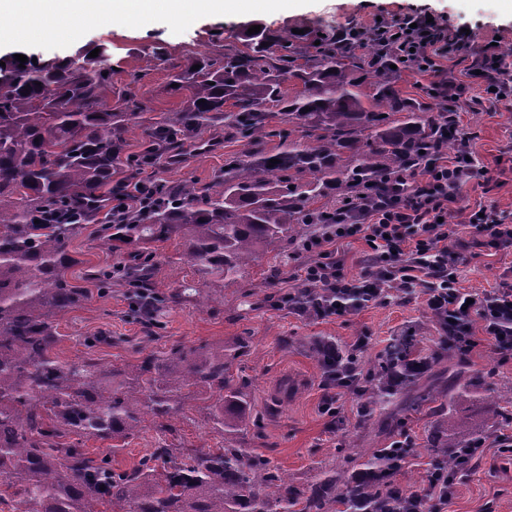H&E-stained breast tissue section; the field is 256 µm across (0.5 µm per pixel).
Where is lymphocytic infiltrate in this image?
Listing matches in <instances>:
<instances>
[{"label":"lymphocytic infiltrate","mask_w":512,"mask_h":512,"mask_svg":"<svg viewBox=\"0 0 512 512\" xmlns=\"http://www.w3.org/2000/svg\"><path fill=\"white\" fill-rule=\"evenodd\" d=\"M380 44L393 48L416 70L434 74L435 96L458 99L464 88L441 63L467 40L464 32H446L439 22L419 11L397 20L374 22L370 28ZM492 89V99L512 98V65L505 62L497 45H489L477 65ZM423 180L401 174L390 194L363 191L340 208L341 218L310 236L301 250L309 257L303 281L313 294L314 312L343 317L368 303L387 298L390 291L408 294L426 287V306L442 329L452 331L467 347L477 345L476 319L486 323L484 332L500 354L512 355V289L471 299L455 286L450 270L456 260L447 220L448 204L464 186L482 179L485 187L496 184L488 169L471 158L468 148L454 154L436 153L424 167ZM349 238L363 239L368 247L366 271L347 278L338 256V244Z\"/></svg>","instance_id":"lymphocytic-infiltrate-1"}]
</instances>
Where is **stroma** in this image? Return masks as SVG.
<instances>
[{
    "label": "stroma",
    "instance_id": "1",
    "mask_svg": "<svg viewBox=\"0 0 512 512\" xmlns=\"http://www.w3.org/2000/svg\"><path fill=\"white\" fill-rule=\"evenodd\" d=\"M412 10L426 11L448 28H466L470 38L444 65L468 92L458 102L460 131L470 137L476 158L496 177L498 186L486 191L472 182L450 205L452 238L462 255L457 267L458 286L464 292L489 295L512 286V242L499 247H478L467 222L469 213L493 203L512 225V100L493 105L478 103L482 90L469 82L468 70L488 43L512 44V10L504 0H296L294 8L259 15L250 12H207L177 22L156 13L149 22L136 17L100 18L63 36H46L17 42L10 35V18L0 19V57L24 54L40 60L64 57L98 46L107 49L112 70V90L107 99L131 90L142 108L121 132L124 155L138 154L148 142L157 121L174 116L179 96L167 89L168 72L150 58L160 47L175 61L199 53L215 54L234 41L243 24L259 20L269 29H307L332 25L339 29L365 27L374 19H393ZM246 141L234 137L225 123L203 129L190 146L175 156L160 157L151 167L155 177L174 185L184 180L209 181L223 171L228 155L248 151ZM98 218H89L70 246L78 265L71 275L92 290L90 301L68 311L59 320L60 360L91 358L101 364H133L145 354H161L177 347L222 346L236 348L248 340L249 348L232 363L235 380L244 382L251 411L260 429H248L238 438L251 453L268 458L292 488H311L322 472L338 466L342 449L373 448L379 443L380 414L363 416L361 399L353 389L331 394L324 389L322 369L314 351L321 338L354 350L360 368L375 365L379 353L394 338H406L423 353L435 350L442 334L425 305L422 292L390 297L384 304H367L345 317H317L297 313L282 301L288 291L302 287L305 263L297 245L262 248L258 259L236 279L206 276L180 262L181 242L159 243L166 262L154 267L153 284L161 299L160 310L148 321L135 311L128 282L106 290L98 282L111 274L119 258L97 234ZM473 387L459 407L485 442L477 465L457 480V491L440 512H512V453L504 452L501 439L512 437V357L498 355L493 346L480 343L469 354ZM333 399L335 416L323 413ZM206 402L186 394L183 409L168 429L146 424L113 451L108 440H86L90 453L109 457L113 467L128 469L155 448L223 447L224 433L209 422ZM409 433L415 454L398 481L407 492L420 491L429 462L427 440L442 428L445 418L428 406L409 410Z\"/></svg>",
    "mask_w": 512,
    "mask_h": 512
}]
</instances>
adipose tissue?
<instances>
[{"label":"adipose tissue","instance_id":"obj_1","mask_svg":"<svg viewBox=\"0 0 512 512\" xmlns=\"http://www.w3.org/2000/svg\"><path fill=\"white\" fill-rule=\"evenodd\" d=\"M157 5L177 20L187 9L223 10L232 7L233 0H0V15L16 19L17 26L10 35L18 40L24 30L45 27L58 18L76 28L101 13L122 18L132 10L148 12Z\"/></svg>","mask_w":512,"mask_h":512}]
</instances>
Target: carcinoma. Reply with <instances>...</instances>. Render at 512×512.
<instances>
[{"instance_id": "carcinoma-1", "label": "carcinoma", "mask_w": 512, "mask_h": 512, "mask_svg": "<svg viewBox=\"0 0 512 512\" xmlns=\"http://www.w3.org/2000/svg\"><path fill=\"white\" fill-rule=\"evenodd\" d=\"M320 29L310 36L286 30L242 32L216 55L201 53L169 67L168 90L184 96L172 118L157 123L141 158L127 161L126 179L112 182L122 164L120 131L140 109L119 94L121 107L104 99L112 89L105 50L48 61L3 59L0 66V505L12 512H428L393 477L403 472L406 417L396 399L434 403L428 383L444 354L454 356L448 376L469 364L450 336L438 350L416 356L396 338L371 369L354 374L360 397L385 411L387 436L360 453L352 471L325 474L307 491L281 493L285 477L271 462L230 441L224 447L157 448L129 470L70 443L73 436L125 441L152 420L163 428L181 410L183 390L215 396L209 419L224 435L249 426L245 386L230 372L235 355L224 348L149 354L135 365L91 360L63 362L54 355L61 315L91 293L70 275V252L81 224H36L54 206L74 200L100 210V191L127 189L142 166L212 123L227 121L252 144L273 135L272 112L288 120L279 148L224 160L227 170L199 184L153 185L160 201L123 224H101L99 238L129 258L118 274L138 285L134 307L159 305L151 269L136 257L159 242L183 240L181 260L204 275L235 276L256 260L259 247L279 246L310 224L336 223V211L313 207L321 198L382 188L402 172L432 160L429 148L445 136L442 118L428 103L401 94L406 70L393 52H380L374 36ZM320 44H315V41ZM201 65L194 70L192 66ZM396 68H390V65ZM292 91L284 92L285 83ZM203 103H198V100ZM232 110L224 112L225 105ZM309 108L306 113L303 108ZM304 132L305 140L295 138ZM277 159L273 165L269 160ZM469 396L461 382L448 390L449 430L433 436L434 468L451 476L463 449L481 440L455 414Z\"/></svg>"}]
</instances>
